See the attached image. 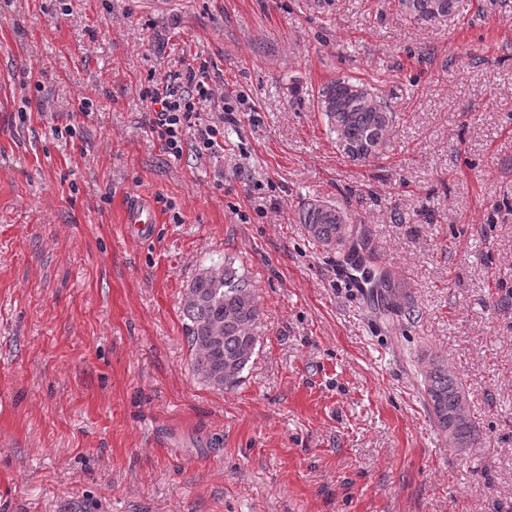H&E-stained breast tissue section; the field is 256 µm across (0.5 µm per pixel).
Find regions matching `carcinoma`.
Segmentation results:
<instances>
[{
    "label": "carcinoma",
    "instance_id": "1",
    "mask_svg": "<svg viewBox=\"0 0 512 512\" xmlns=\"http://www.w3.org/2000/svg\"><path fill=\"white\" fill-rule=\"evenodd\" d=\"M456 4L457 0H397L400 13L424 26L446 21ZM319 107L338 150L350 161L374 159L386 149L395 112L373 87L350 79L335 80L322 91ZM299 220L309 238L329 250L346 248L355 232L347 213L333 204L310 202L299 213ZM377 288L385 311H412L401 275L380 273ZM181 312L194 374L218 391L242 383L259 344L252 333L259 307L247 275L229 258L200 269L186 286ZM467 392L445 361L432 363L426 371L429 418L441 434H451L453 447L460 450L473 447L478 435L468 413Z\"/></svg>",
    "mask_w": 512,
    "mask_h": 512
}]
</instances>
